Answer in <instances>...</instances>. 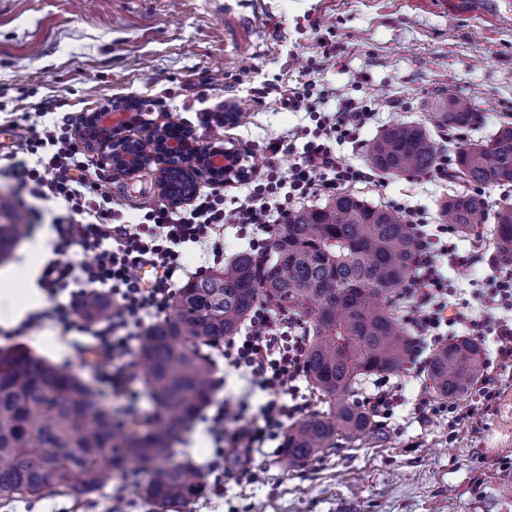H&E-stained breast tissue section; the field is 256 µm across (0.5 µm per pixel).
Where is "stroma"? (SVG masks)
Masks as SVG:
<instances>
[{
  "instance_id": "1",
  "label": "stroma",
  "mask_w": 512,
  "mask_h": 512,
  "mask_svg": "<svg viewBox=\"0 0 512 512\" xmlns=\"http://www.w3.org/2000/svg\"><path fill=\"white\" fill-rule=\"evenodd\" d=\"M335 66L319 65L323 52ZM221 77L216 90L202 87ZM314 81L328 93L327 111L348 99L373 98L375 121L358 143L336 148L341 162L367 167L366 147L386 126L427 125L436 147L456 155L512 122V0H0V152L15 143L14 116L41 99L62 100L71 122L116 97L156 104L158 124L188 123L200 144L240 150L244 166L288 169L291 155L272 154L270 138L304 136L316 123L303 105L283 104L279 88ZM452 90L475 105L463 129L430 125L432 102ZM223 102L240 110L231 127H201L200 109ZM156 168L128 178L111 175L112 198L125 214L160 205ZM457 183L434 176H374L355 186L384 206L410 203L438 223L442 199ZM52 246L24 239L0 264L1 288H26ZM495 275V253L472 268L452 267L456 301L471 298ZM52 322L25 317L0 325V347L23 343L90 385L88 354ZM425 378L407 383L406 404L380 424L381 442L365 441L284 470L281 440L255 454L256 483L206 473L192 512H512V368L505 370L493 411L451 424L448 412L416 418ZM112 488L77 502L63 494L34 504L16 500L0 512H107Z\"/></svg>"
}]
</instances>
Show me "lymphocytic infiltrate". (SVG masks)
Wrapping results in <instances>:
<instances>
[{"instance_id": "1", "label": "lymphocytic infiltrate", "mask_w": 512, "mask_h": 512, "mask_svg": "<svg viewBox=\"0 0 512 512\" xmlns=\"http://www.w3.org/2000/svg\"><path fill=\"white\" fill-rule=\"evenodd\" d=\"M57 107L54 100L39 103L47 122L26 127L16 150L0 155V178L8 181L21 207H28L34 199L59 208L52 224L54 257L42 272L54 299L44 317L65 331L80 333L76 349L93 352L98 360L110 364L109 369H98L100 383L132 405L138 400L132 388L135 345L146 323L164 312L176 292L185 271L183 247L197 245L211 252L214 262H222L219 241L229 224L248 238L257 259H265L269 234L274 226L287 222L294 206L369 179L362 169L340 162L334 151L335 145L357 142L361 129L375 118L376 110L366 98L347 103L333 115H319L316 132L303 147L283 138L271 139L269 152L297 154V162L288 172L271 165L246 179V193L235 207L225 208L223 190L214 187L194 192L186 208L151 207L138 223L127 224L120 210L113 208L111 195L102 189L104 172L93 170L68 119H52ZM400 211L416 231L418 250L416 274L399 297L402 321L410 332V363L424 371L425 349L446 342L444 330L453 325L469 327L481 340L496 339L498 345L488 353L485 376L472 405L473 410L490 412L498 393L495 372L512 366V319L477 316L469 304L449 303L452 290L444 265L475 266L481 260L480 251H459L453 240L454 225L439 224L430 233L420 211L405 205ZM73 247L80 249L81 258L69 256ZM146 267L154 272L148 282L139 274ZM65 292L71 303L59 302ZM92 293L110 301V316L96 319L80 314L79 303ZM307 345L299 323L262 303L239 335L225 339L217 348L225 369L238 372L245 388L208 417L216 454L228 447L252 452L266 440L279 437L288 421L308 413L310 402L298 386L304 376ZM258 391L265 393L266 400L257 408L254 423L242 429L228 428L230 419L241 418L252 408L251 398Z\"/></svg>"}]
</instances>
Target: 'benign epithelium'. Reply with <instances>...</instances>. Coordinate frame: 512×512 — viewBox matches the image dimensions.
Here are the masks:
<instances>
[{
    "mask_svg": "<svg viewBox=\"0 0 512 512\" xmlns=\"http://www.w3.org/2000/svg\"><path fill=\"white\" fill-rule=\"evenodd\" d=\"M148 112L150 108L136 96H129L117 105L106 103L84 115L80 128L82 143L97 151L104 165L126 177H133L152 165L157 166L160 174L158 190L172 206H178L189 199L187 195H166V177L174 171L195 184L207 181L213 185H222L246 174L239 150L213 143L201 147L186 132L178 139L166 141L150 155L141 154L136 148L137 139L133 138L131 130L149 125V119L146 118ZM201 150L209 155L210 167L207 172L196 171L189 165L190 159Z\"/></svg>",
    "mask_w": 512,
    "mask_h": 512,
    "instance_id": "benign-epithelium-1",
    "label": "benign epithelium"
}]
</instances>
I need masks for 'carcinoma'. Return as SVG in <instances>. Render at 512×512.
Listing matches in <instances>:
<instances>
[{
	"label": "carcinoma",
	"mask_w": 512,
	"mask_h": 512,
	"mask_svg": "<svg viewBox=\"0 0 512 512\" xmlns=\"http://www.w3.org/2000/svg\"><path fill=\"white\" fill-rule=\"evenodd\" d=\"M474 104L451 91L434 99L432 121L465 128ZM435 144L420 124L393 123L367 147L377 172L427 174ZM449 177L461 189L440 205L443 224L475 242L484 239L489 202L471 187L512 183V125L486 142L457 153ZM25 225L6 213L0 224V261L23 241ZM491 241L512 260V205L494 211ZM270 259L250 252L179 289L171 314L146 329L136 349L152 411L119 421L98 406L96 392L77 375L23 346L0 349V500L51 492L84 499L123 475L131 462L147 478L138 495L152 512H189L203 486L191 463L176 461L174 441L203 408L210 366L202 347L235 336L264 297L308 328L305 375L328 404L288 427L283 466L299 468L328 448L350 447L384 435L372 413L352 399L359 381L399 372L411 344L393 309L416 271L410 225L391 206L343 192L323 205L296 210L270 239ZM484 372V349L470 336L437 348L427 364L428 384L439 399L464 397Z\"/></svg>",
	"instance_id": "obj_1"
}]
</instances>
